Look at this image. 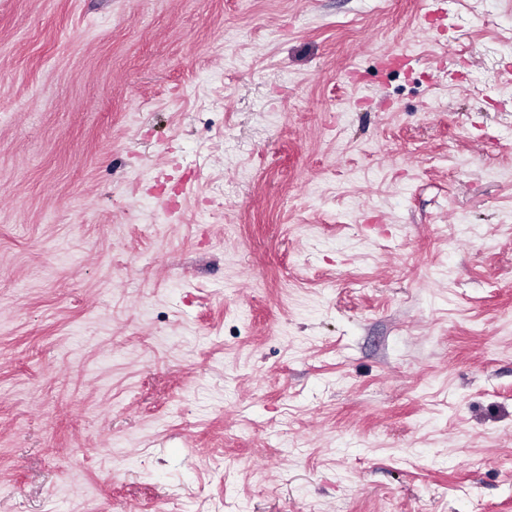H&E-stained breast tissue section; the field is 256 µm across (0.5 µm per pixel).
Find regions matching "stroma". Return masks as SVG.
Masks as SVG:
<instances>
[{
  "label": "stroma",
  "mask_w": 512,
  "mask_h": 512,
  "mask_svg": "<svg viewBox=\"0 0 512 512\" xmlns=\"http://www.w3.org/2000/svg\"><path fill=\"white\" fill-rule=\"evenodd\" d=\"M0 512H512V0H0Z\"/></svg>",
  "instance_id": "obj_1"
}]
</instances>
